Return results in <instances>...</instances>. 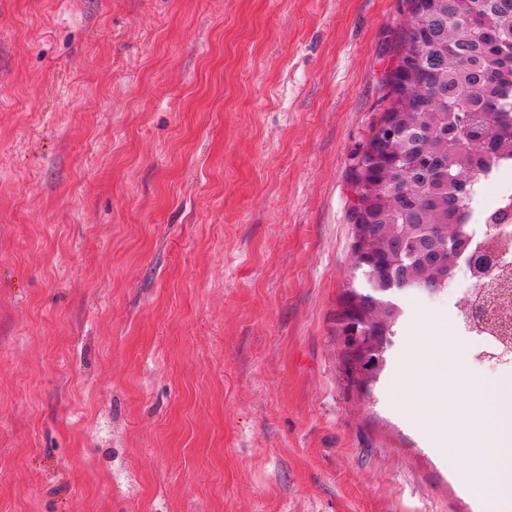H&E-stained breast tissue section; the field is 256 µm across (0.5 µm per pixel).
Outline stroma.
I'll return each mask as SVG.
<instances>
[{
    "label": "stroma",
    "instance_id": "1",
    "mask_svg": "<svg viewBox=\"0 0 512 512\" xmlns=\"http://www.w3.org/2000/svg\"><path fill=\"white\" fill-rule=\"evenodd\" d=\"M405 0H0V512H478L388 405L357 162ZM355 292L356 291H351V294L346 302V306L342 316V327H345L346 322L350 317V313L357 312L358 309L359 310L357 312V318L360 319L363 325H371L372 323L375 322V320L370 319V313L381 306L380 299L373 297L364 299V304L359 308L358 305H355L351 302V300L353 299L352 296ZM388 298V297H387ZM385 298L386 306L380 313V329L386 333V336H359L357 333L342 337V346L346 355H353V363L345 365L346 376L352 380L363 378L368 373L361 367L363 358L368 353V348L372 344H378L380 347L387 342V336L394 334V327L401 316V310L391 299Z\"/></svg>",
    "mask_w": 512,
    "mask_h": 512
}]
</instances>
